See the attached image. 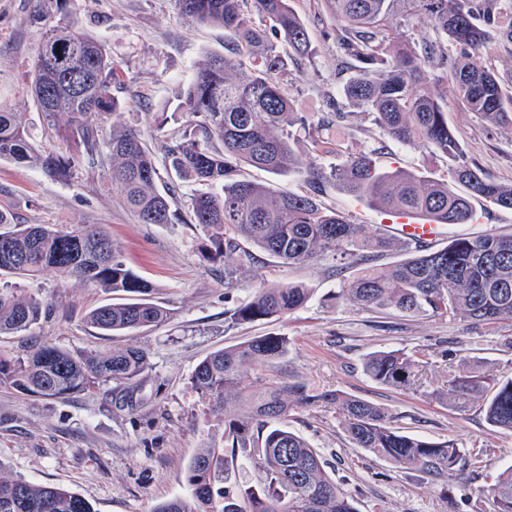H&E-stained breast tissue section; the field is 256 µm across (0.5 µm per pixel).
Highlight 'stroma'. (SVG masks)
<instances>
[{
  "mask_svg": "<svg viewBox=\"0 0 512 512\" xmlns=\"http://www.w3.org/2000/svg\"><path fill=\"white\" fill-rule=\"evenodd\" d=\"M292 6L316 56L303 64L290 92L295 112L314 122L336 96L343 57L324 0H292ZM40 11L56 21L78 22L107 41L121 75L115 93L126 104L110 121L140 131L156 157H163L167 142L156 135L152 116L169 111L168 131L180 128L183 116L175 108L199 63L224 54L223 28L192 22L175 0H70L63 13L56 0H0V104L20 112L44 156L68 154L70 145L29 93L30 65L44 32L36 18ZM442 106L469 157L495 180L512 183V127H488L450 94ZM296 137L305 165L328 170L361 151L385 170L418 168L435 179L451 177L446 157L402 145L359 117L315 138L301 131ZM322 200L353 223L400 235L393 217L353 202L334 187L326 188ZM473 207L475 221L444 225L432 247L489 231L512 233V210L479 199ZM0 209L19 224H52L65 231L102 227L119 245L127 267L153 284L151 301L169 312L161 324L105 335L85 318L115 302V294L51 271L18 281V288L50 311L27 331L0 336V355L20 356L34 340L78 354L136 345L148 353L151 368L135 382H103L65 399L0 385V468L5 472L68 488L95 512H153L159 503L186 494L184 472L191 458L199 448L221 442L225 416L243 411L232 398L214 411L194 391L190 377L197 363L258 336H284V357L261 366L244 364L242 375L266 386L299 382L318 397L337 392L366 400L385 408L403 431L455 440L465 457L446 476L425 474L356 447L335 403L291 401L289 428L317 449L328 474L355 497L360 512H492L486 489L499 471L512 466V432L488 425L477 407L439 399L432 387L379 384L366 375L364 362L379 351L424 348L438 363L449 358L471 371L510 376L512 321L474 326L460 319L352 307L337 294L358 266L330 254L289 265L259 250L254 266L225 284L223 259L203 255L208 235L201 225L140 223L122 206L100 167L79 168L72 179L61 181L41 165L0 160ZM288 284L309 288L303 308L263 321H232V310L258 289Z\"/></svg>",
  "mask_w": 512,
  "mask_h": 512,
  "instance_id": "35a3bbf8",
  "label": "stroma"
}]
</instances>
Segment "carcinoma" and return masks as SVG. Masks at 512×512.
<instances>
[{
	"instance_id": "carcinoma-1",
	"label": "carcinoma",
	"mask_w": 512,
	"mask_h": 512,
	"mask_svg": "<svg viewBox=\"0 0 512 512\" xmlns=\"http://www.w3.org/2000/svg\"><path fill=\"white\" fill-rule=\"evenodd\" d=\"M336 21V44L355 62L321 118L340 124L362 114L403 145L428 148L452 162L451 180L421 170H381L365 152L351 154L326 172L309 168L312 183H331L344 194L382 211L423 217L432 224H464L474 219L472 200L512 210V184L488 178L468 157L441 100L453 92L490 127L512 126V91L483 64L482 55L499 41L501 15L512 14V0H325ZM194 21L224 28L228 54L208 56L187 85L178 112L185 126L167 147L164 167L177 184H199L190 195L194 223L208 230V259L225 258L224 278L254 264L247 242L287 264L310 263L333 253L361 265L336 298L358 309L408 315L460 318L472 325L512 320V234L488 232L452 239L441 249L419 240L393 242L368 232L344 213L327 208L315 193L297 195L240 178L248 165L280 174L302 166L289 128L306 125L294 112L288 62L313 58L309 33L290 0H176ZM424 18L432 37L414 35ZM282 38L288 54L271 38ZM38 48L51 55L31 66L30 92L47 119L66 117L63 136L72 152L46 162L57 175L76 168L109 164L112 185L143 224L180 220L173 196L156 186V160L139 134L103 124L125 102L113 92L117 68L108 46L71 21L47 28ZM61 53H56V50ZM20 166L40 161L20 113L0 105V160ZM399 248L401 262L378 269L365 251ZM45 271L75 277L128 301L105 305L87 323L105 333L158 324L167 311L148 299L153 285L126 267L119 246L95 226L64 232L51 224H16L0 210V277L32 279ZM310 291L301 284L260 288L233 310L236 322L281 317L302 308ZM43 303L0 288V335H13L37 323ZM288 352V338L259 336L202 358L191 378L202 397L238 398L243 414L224 416V446L209 445L185 471L187 494L153 512H359L356 500L326 472L318 452L285 425L289 399L305 403L334 399L344 430L365 448L400 466L445 475L463 461L452 440L408 434L392 425L384 408L343 395H310L303 384L259 387L247 381L245 362L264 364ZM150 368L141 348L72 354L50 344H34L21 357L0 355V384L48 398L71 394L112 379L133 381ZM366 374L390 386L442 383L440 397L452 405L477 404L486 422L512 431V376L474 374L466 369L435 372L425 350L380 351L367 358ZM241 467L252 483L224 486ZM493 512H512V467L487 488ZM0 512H94L81 495L41 485L0 470Z\"/></svg>"
}]
</instances>
